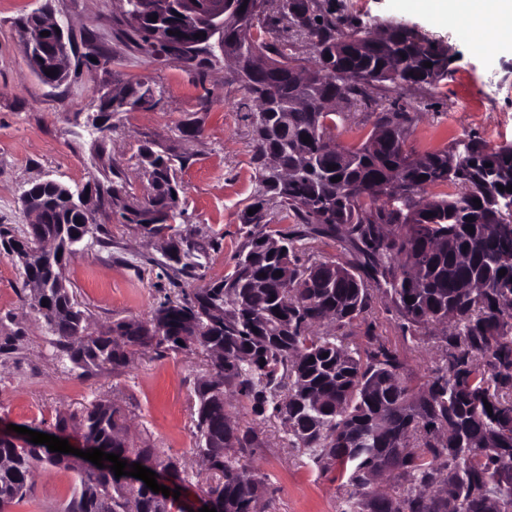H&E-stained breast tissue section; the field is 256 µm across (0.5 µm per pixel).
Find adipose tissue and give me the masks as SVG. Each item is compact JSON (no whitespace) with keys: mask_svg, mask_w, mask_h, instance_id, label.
Segmentation results:
<instances>
[{"mask_svg":"<svg viewBox=\"0 0 512 512\" xmlns=\"http://www.w3.org/2000/svg\"><path fill=\"white\" fill-rule=\"evenodd\" d=\"M434 22L454 19L477 33L483 51L512 50V0H413Z\"/></svg>","mask_w":512,"mask_h":512,"instance_id":"1","label":"adipose tissue"}]
</instances>
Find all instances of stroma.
Wrapping results in <instances>:
<instances>
[{"mask_svg":"<svg viewBox=\"0 0 512 512\" xmlns=\"http://www.w3.org/2000/svg\"><path fill=\"white\" fill-rule=\"evenodd\" d=\"M332 5L350 22H404L455 54L448 78L439 85L396 90L377 83L342 103L337 141L356 143L401 112L409 127L406 147L414 153L442 146L445 131L476 136L492 148L512 144L511 52L478 50L461 25L433 22L408 0H332ZM36 11L71 29L67 77L56 86L32 72L16 27L19 18ZM117 13L118 0H0V224L20 229L30 223L21 194L39 180L82 186L107 163L144 198L150 184L140 163L143 145L152 143L187 159L178 173L185 187L181 233L204 245L199 267L162 276L155 262L164 242L136 225L112 222L110 241L78 254L66 273L92 329L148 318L163 296L176 298L222 279L246 240L239 212L257 186L253 132L242 107L248 94L236 66L222 61L197 68L144 58L116 40ZM102 54L109 55L108 66L96 64ZM134 82L151 87L156 108L100 114L102 95L120 93ZM102 122L112 127L109 137L98 131ZM26 295L17 265L0 255V425L47 434L58 416H78L95 400H109L123 411L131 441L148 442L179 458L180 499L197 501L201 487L215 479L194 450L195 389L208 372L207 354L146 348L117 371L80 369L61 358ZM335 334L352 348L375 341L391 346L417 387L448 360L443 328L410 338L378 289L371 292L365 319L336 328ZM229 411L242 428L259 435V447L250 449L246 460L274 483L275 512H342L346 487L334 472L293 448L277 418L255 417L234 401ZM76 483L73 472L39 469L27 496L11 512H67Z\"/></svg>","mask_w":512,"mask_h":512,"instance_id":"obj_1","label":"stroma"}]
</instances>
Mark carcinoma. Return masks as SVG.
<instances>
[{
    "instance_id": "carcinoma-1",
    "label": "carcinoma",
    "mask_w": 512,
    "mask_h": 512,
    "mask_svg": "<svg viewBox=\"0 0 512 512\" xmlns=\"http://www.w3.org/2000/svg\"><path fill=\"white\" fill-rule=\"evenodd\" d=\"M234 2L241 20L225 25L218 39L244 56L254 49L271 54L245 89L255 101L270 95L274 106L247 114L259 189L241 211L247 243L232 270L189 297H165L147 320L91 331L69 291L66 269L83 241L102 244L109 230L74 205L68 186L37 182L29 193L40 222L19 232L0 229L23 281L41 285L30 308L49 326L58 351L81 368L119 370L142 348L222 352L196 388L195 447L218 476L202 492L227 506L225 512H256L261 496L274 495L268 476L243 463L259 439L231 419L230 393L254 416L280 419L293 447L353 487L344 512H448L450 501L454 512H487L490 503L495 512H512V463L504 460L512 454V218L498 211L484 188L488 163L503 181L512 179V147L492 149L471 138V150L463 153L455 138L413 154L397 116L357 146L336 142L341 113L326 102H344L373 83L395 89L436 85L448 77V47L399 22L347 26L320 0H283L274 12L264 6L267 0ZM122 14L121 36L141 55L165 52L153 43L159 34L172 43L186 34L179 14L154 22V12L138 0H125ZM284 21L314 47L316 68L305 87L297 83L298 64L288 45L274 37ZM375 29L384 37L370 38ZM217 62L206 44L184 60L198 67ZM141 162L149 176L148 199L138 201L110 171L86 185L96 193L97 209L169 242L166 260L156 263L161 272L175 264L197 267L199 248L179 232L184 209L173 194L183 186L175 158L145 146ZM336 176L341 180L332 181ZM438 187L446 191L428 194ZM268 196L294 217L292 229H260ZM336 237L355 262L299 263L307 241ZM47 238L61 256L25 261ZM479 280L498 288L481 292L473 287ZM374 288L390 297L413 338L431 325L452 324L448 362L421 392L393 348L378 343L351 349L338 336L313 329L364 318ZM122 419L119 409L99 400L77 417H59L56 429L179 476L177 458L121 436ZM0 457L8 461L0 465V512L26 497L39 467L77 473L79 488L68 512H184L174 498L125 486L109 472L84 473L77 457L59 459L46 448L2 442ZM385 469L394 485L381 496L372 484Z\"/></svg>"
}]
</instances>
